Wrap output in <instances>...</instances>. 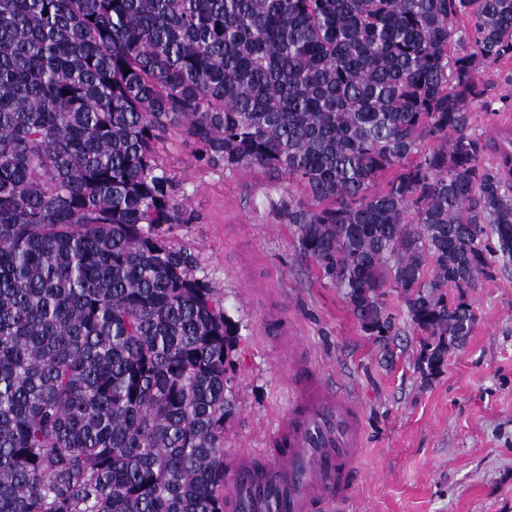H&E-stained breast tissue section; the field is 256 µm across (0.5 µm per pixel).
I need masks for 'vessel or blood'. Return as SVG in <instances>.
I'll use <instances>...</instances> for the list:
<instances>
[{"label":"vessel or blood","instance_id":"b4317fda","mask_svg":"<svg viewBox=\"0 0 512 512\" xmlns=\"http://www.w3.org/2000/svg\"><path fill=\"white\" fill-rule=\"evenodd\" d=\"M288 410L264 453H239L224 512H328L352 502L363 445L358 405L304 357L290 366Z\"/></svg>","mask_w":512,"mask_h":512}]
</instances>
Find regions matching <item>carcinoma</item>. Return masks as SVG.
<instances>
[{"label":"carcinoma","instance_id":"carcinoma-1","mask_svg":"<svg viewBox=\"0 0 512 512\" xmlns=\"http://www.w3.org/2000/svg\"><path fill=\"white\" fill-rule=\"evenodd\" d=\"M509 58L512 0H0V512H224L240 327L168 236L170 126L302 184L300 254L380 341L397 289L440 371L512 262V156L466 133Z\"/></svg>","mask_w":512,"mask_h":512}]
</instances>
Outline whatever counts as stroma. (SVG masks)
Here are the masks:
<instances>
[{
  "instance_id": "stroma-1",
  "label": "stroma",
  "mask_w": 512,
  "mask_h": 512,
  "mask_svg": "<svg viewBox=\"0 0 512 512\" xmlns=\"http://www.w3.org/2000/svg\"><path fill=\"white\" fill-rule=\"evenodd\" d=\"M479 77L487 94L472 107L468 133L490 166L496 156L486 144L500 116L512 114V59L487 65ZM157 157L195 214L170 237L195 251L201 275L240 326L225 453L262 447L286 408L288 381L262 316L264 304L277 303L312 363L338 380L364 417L361 482L346 512H512V264L467 290L473 332L427 380L417 368L421 335L395 289L385 296L398 328L387 357L342 293L299 253L293 225L267 202L303 197L298 182L259 167L197 161L179 127L159 141Z\"/></svg>"
}]
</instances>
